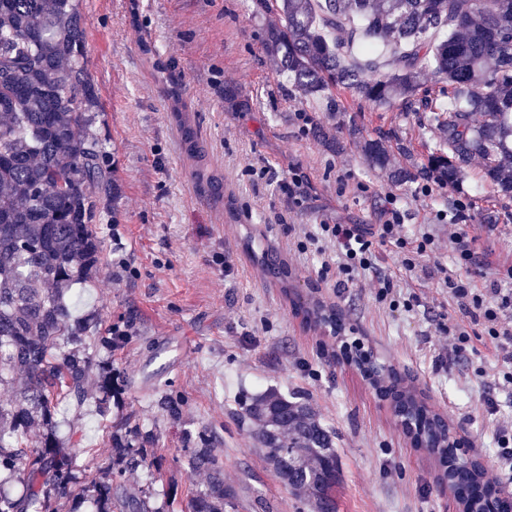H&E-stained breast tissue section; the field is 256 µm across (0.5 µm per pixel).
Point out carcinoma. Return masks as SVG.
Masks as SVG:
<instances>
[{
  "mask_svg": "<svg viewBox=\"0 0 512 512\" xmlns=\"http://www.w3.org/2000/svg\"><path fill=\"white\" fill-rule=\"evenodd\" d=\"M275 4L278 18L265 44L280 75L307 96L340 88L378 106L411 104L428 71L448 83V100L433 111L446 136L420 166L400 167V182L430 180L443 189L466 177L468 161L484 160V181L512 199V0H256ZM81 0H0V384L13 389L0 400V512H61L78 495L95 512H159L142 490L121 488L129 469L149 462L151 439L138 432L117 443L118 461L80 476L78 452L56 439V405L78 404L96 389L99 411L114 396L112 373L98 359L118 336L90 321H70L68 283L100 272L102 241L94 221L96 193L108 183L109 155L89 132L100 101L87 76ZM188 153L202 161L190 126ZM371 163L387 165L378 138L363 142ZM271 278L288 281L275 254L255 255ZM316 325L344 324L334 313L301 309ZM380 392L406 410L413 442L431 451L448 477V423L375 360L344 352ZM240 419L267 450L277 477L305 496L314 512H336L340 468L335 433L304 398L271 388L242 401ZM38 439L28 438L33 428ZM187 464L210 472L207 488L188 512H225L218 449L195 448ZM481 469L456 476L466 497L493 495Z\"/></svg>",
  "mask_w": 512,
  "mask_h": 512,
  "instance_id": "carcinoma-1",
  "label": "carcinoma"
}]
</instances>
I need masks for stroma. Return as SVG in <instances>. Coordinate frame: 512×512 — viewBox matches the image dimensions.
Segmentation results:
<instances>
[{
	"instance_id": "1",
	"label": "stroma",
	"mask_w": 512,
	"mask_h": 512,
	"mask_svg": "<svg viewBox=\"0 0 512 512\" xmlns=\"http://www.w3.org/2000/svg\"><path fill=\"white\" fill-rule=\"evenodd\" d=\"M88 78L100 93L92 133L109 153L110 184L100 196L96 225L102 238L100 274L74 285L72 319L101 328H129L112 351L124 390L107 414L94 401L68 406L65 420L89 472L112 463L113 438L137 430L151 435L156 464L124 476L126 490L147 489L160 512H182L204 490L208 473L186 463L190 449L210 443L220 451L230 512H312L285 486L238 419L239 398L268 388L305 398L336 435L340 463L336 512H459L426 450L413 446L388 402L354 365L343 342L360 340L379 362L405 375L426 402L467 439L484 471L496 466L495 429L512 423V399L497 391L494 359L480 349L484 376L458 364L437 369L441 342L435 315L466 322L441 288L437 267L456 272L448 251L454 225L439 220L454 201L467 204L464 229L474 241L475 264L464 275L476 288H511L496 269L512 262V201L482 179L473 157L459 189L424 193L374 167L362 138L381 139L390 162L424 163L443 132L429 113L399 105L375 106L336 91L310 97L280 83L262 35L274 20L255 0H82ZM176 86L220 184L200 187L188 158L167 86ZM239 88L247 109L232 110L227 86ZM310 116L302 132L298 113ZM409 145L411 157L401 154ZM296 175L301 193L288 196ZM405 210L403 233L435 238V248L406 274L398 249H379L377 271L348 286L319 275L325 259L339 260L329 242L297 252L289 227L377 224L389 205ZM270 249L288 263L304 299L335 306L346 322L342 338L306 327L290 299L253 263ZM223 253L224 272L212 257ZM397 280L402 296H418L411 311H393L375 298L377 274ZM168 350L174 361L157 360ZM496 392V413L484 403ZM176 402L170 413L161 398Z\"/></svg>"
}]
</instances>
